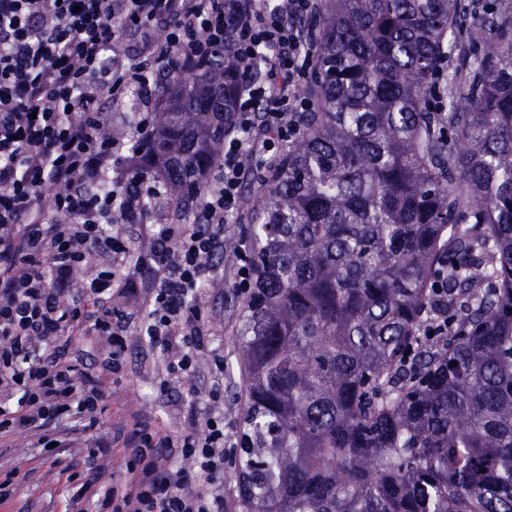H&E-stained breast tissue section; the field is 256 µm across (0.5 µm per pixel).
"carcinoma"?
Instances as JSON below:
<instances>
[{"instance_id":"carcinoma-1","label":"carcinoma","mask_w":512,"mask_h":512,"mask_svg":"<svg viewBox=\"0 0 512 512\" xmlns=\"http://www.w3.org/2000/svg\"><path fill=\"white\" fill-rule=\"evenodd\" d=\"M326 2L313 111L257 175L237 507L512 512V0L467 51L466 0ZM245 70L173 74L147 154L177 202L224 152Z\"/></svg>"}]
</instances>
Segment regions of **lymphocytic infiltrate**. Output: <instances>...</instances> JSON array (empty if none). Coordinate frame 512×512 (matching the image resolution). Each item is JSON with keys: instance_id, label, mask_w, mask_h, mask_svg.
Listing matches in <instances>:
<instances>
[{"instance_id": "lymphocytic-infiltrate-1", "label": "lymphocytic infiltrate", "mask_w": 512, "mask_h": 512, "mask_svg": "<svg viewBox=\"0 0 512 512\" xmlns=\"http://www.w3.org/2000/svg\"><path fill=\"white\" fill-rule=\"evenodd\" d=\"M315 8V0H0V393L17 398L0 407V433H35L46 446L59 418L95 420L122 368L124 320L112 290L126 270L152 275L142 335L176 379L194 371L208 346L201 287L224 256L246 165L292 140L295 113L312 108L301 88L316 58L300 21ZM156 26L164 35L149 41L147 60L128 66L112 56L121 30ZM228 54L261 76L238 88L224 152L196 197L199 221L143 225L148 248L138 250L112 221L137 219L166 186L125 164V142L101 133L100 103L148 90L155 70L208 71ZM91 255L97 268L74 286ZM89 331L112 350L88 371L75 338ZM206 398L207 412L189 406L182 434L136 422L123 482L93 472L80 497L100 500L101 512H224L220 386Z\"/></svg>"}]
</instances>
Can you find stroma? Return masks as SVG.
I'll list each match as a JSON object with an SVG mask.
<instances>
[{
  "instance_id": "35a3bbf8",
  "label": "stroma",
  "mask_w": 512,
  "mask_h": 512,
  "mask_svg": "<svg viewBox=\"0 0 512 512\" xmlns=\"http://www.w3.org/2000/svg\"><path fill=\"white\" fill-rule=\"evenodd\" d=\"M169 74H162L156 88L153 105L105 101L102 109L109 117L110 127L130 136L141 114L159 112L166 102ZM235 257L225 251L219 268L205 285L202 305L206 312L205 325L210 349L204 353L187 382L170 381L163 354L138 333L146 319L145 301L149 295V277L136 275L135 291L118 294L114 299L125 318L122 371L112 385L103 410L93 427L82 420L65 417L57 427L65 439L59 457L69 463L73 478L61 475L50 465L47 453L39 448L35 436L24 433L0 435V483H7L9 497L0 498V512H76L75 495L80 487L88 461H95L105 475L122 478L125 471L123 439L131 431L135 419H142L164 432L177 435L188 427L187 409L190 398L188 385L208 390L214 382L210 369L212 356L224 358V431L236 439L242 428L245 408L244 372L239 360L236 328L244 300L231 286ZM106 443L104 454L93 455L95 442Z\"/></svg>"
}]
</instances>
